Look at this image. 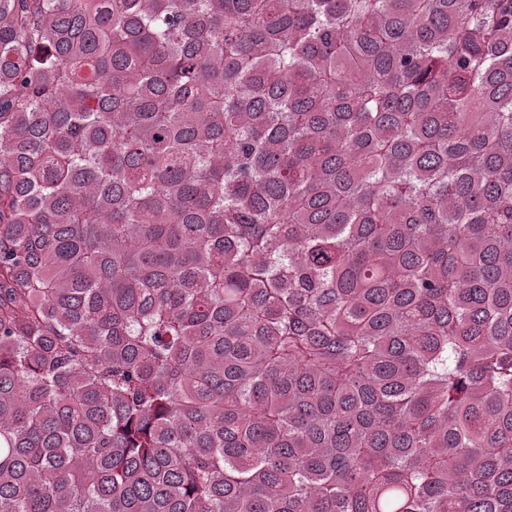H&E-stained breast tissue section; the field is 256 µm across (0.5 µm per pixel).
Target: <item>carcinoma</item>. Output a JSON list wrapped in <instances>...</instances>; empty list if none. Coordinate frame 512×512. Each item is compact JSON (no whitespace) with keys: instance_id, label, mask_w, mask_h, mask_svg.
<instances>
[{"instance_id":"cac0c4a2","label":"carcinoma","mask_w":512,"mask_h":512,"mask_svg":"<svg viewBox=\"0 0 512 512\" xmlns=\"http://www.w3.org/2000/svg\"><path fill=\"white\" fill-rule=\"evenodd\" d=\"M0 512H512V0H0Z\"/></svg>"}]
</instances>
